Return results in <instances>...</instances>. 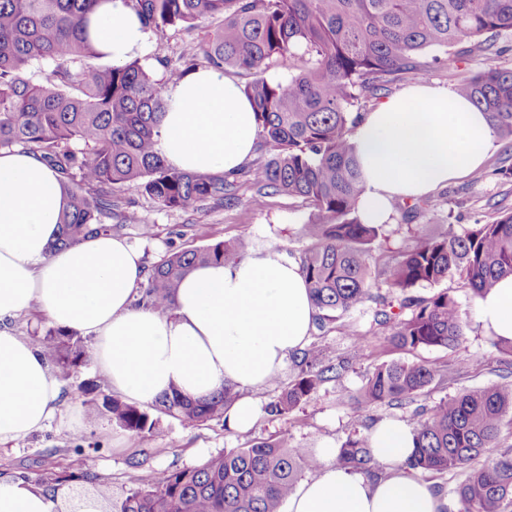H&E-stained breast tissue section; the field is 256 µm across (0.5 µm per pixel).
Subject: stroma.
Masks as SVG:
<instances>
[{"label":"stroma","instance_id":"1","mask_svg":"<svg viewBox=\"0 0 512 512\" xmlns=\"http://www.w3.org/2000/svg\"><path fill=\"white\" fill-rule=\"evenodd\" d=\"M184 38V32L174 30L163 36L149 34L148 47L138 59L154 79L166 78L161 61L177 60ZM495 44L496 55L462 56L452 72L435 62L433 52H425L420 57L419 69L401 74L389 85L388 93L393 96L422 82L455 87L464 77L488 63L512 69V32L499 34ZM507 154H512V143L497 141L484 165V178L465 177L439 188L436 195L442 200L441 206L421 213L412 223L404 224L399 218H392L374 244L376 256L385 261L407 249L425 227H450L459 233L475 224L492 223L512 212V177L505 178L495 172L499 157ZM262 159V154L257 152L245 162V170L235 186L233 204L206 202L194 211H172L162 208L142 192L130 189L123 193L120 205L113 208L108 222L117 226L119 237L140 250L147 267L175 250L205 245L214 236L227 241L244 236L253 251H273L286 258H298L310 245L301 229L314 208L297 197L259 193L250 171ZM127 209L137 211L144 223L152 226L151 236H143L138 226L123 224L122 214ZM443 290L455 298L466 322L462 346L422 348L406 354L391 349L374 323L375 303H366L345 316V329H315L310 336L311 342L320 348L321 361L333 363L346 355L352 334L367 335L364 357L339 378L320 384L311 398L293 412L282 416L261 414L255 426L246 432L231 431L220 419L187 426L155 411L151 414L155 422L153 439L150 444L139 445L112 423L101 403L102 397L111 394L112 389L93 363H86L75 376L63 381L56 416L45 428L17 446H0V475L36 484L43 479L71 474L75 477L71 489L92 490L104 483L118 496L132 487L141 474L158 476L175 469L192 468L226 450L283 433L289 434L299 448H337L349 436L365 429V420L355 413L351 397L375 366L403 357L445 367L459 357L473 356L467 373L443 385H430L414 402L399 407L382 405L372 410L377 421L411 424L415 408L503 381L506 355L475 323L476 298L463 278L452 275L439 284L414 288L413 293L428 297ZM133 457L144 459L142 469L130 467L129 460Z\"/></svg>","mask_w":512,"mask_h":512}]
</instances>
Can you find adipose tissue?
<instances>
[{"label":"adipose tissue","mask_w":512,"mask_h":512,"mask_svg":"<svg viewBox=\"0 0 512 512\" xmlns=\"http://www.w3.org/2000/svg\"><path fill=\"white\" fill-rule=\"evenodd\" d=\"M90 34L107 60L144 51L147 34L124 0H105ZM159 148L177 168L230 172L249 159L258 129L239 84L213 68L169 85ZM497 140L486 114L455 88L414 85L366 113L353 137L364 190L360 219L388 221L395 200L431 195L483 167ZM68 194L35 156L0 150V445L18 443L54 417L61 381L43 350L17 336L12 319L39 309L56 326L92 338L94 360L113 390L150 402L178 390L197 399L224 384L240 390L228 427L248 429L261 409L251 392L265 386L302 349L317 309L297 262L277 253L194 267L167 314L134 308L145 277L140 253L125 240L97 234L60 247L59 218ZM482 328L512 343V276L478 297ZM371 446L385 469L371 480L334 465L301 481L289 512H446L448 497L403 462L410 427L381 422ZM68 498L31 482L0 478V512H64Z\"/></svg>","instance_id":"ef3b65f1"}]
</instances>
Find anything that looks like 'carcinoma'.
<instances>
[{
  "label": "carcinoma",
  "instance_id": "1",
  "mask_svg": "<svg viewBox=\"0 0 512 512\" xmlns=\"http://www.w3.org/2000/svg\"><path fill=\"white\" fill-rule=\"evenodd\" d=\"M101 0H0V150L18 149L53 168L66 187L69 209L60 217L57 243L67 246L112 231L101 216L112 213L114 194L141 191L160 206L188 211L205 201L234 199L235 172L197 174L167 163L158 147L167 108L164 82L137 62L103 65L90 36L89 16ZM145 31L192 29L221 20L200 40L183 43L169 76L181 78L201 64L252 72L244 87L255 109L266 160L251 172L254 184L272 194L311 202L317 209L302 226L313 246L300 256L301 271L318 310L319 327L372 300L374 321L396 349L455 348L466 324L448 292L411 295L453 273L464 275L474 295L512 275V214L493 224H475L419 235L385 269L372 275L371 244L381 226L362 223L363 191L352 141L363 103L387 90L397 75L414 70L417 56L443 51L452 71L473 39L471 53L492 54L494 37L512 32V0H125ZM300 60L305 68L288 82L263 76L272 64ZM50 72L35 80L41 67ZM458 91L486 113L497 137L512 140V70L493 65L473 73ZM249 241L213 238L203 247L174 251L148 269L142 302L165 313L181 279L196 265L228 260ZM367 341L352 340L346 357L319 363L312 346L295 362L300 373L268 405L289 413L317 387L340 377L364 354ZM56 374L69 379L87 362L70 332L48 329L42 339ZM461 359L443 369L391 360L376 366L354 397L362 414L379 405L399 406L434 381L467 371ZM238 392L226 385L190 399L174 391L153 407L187 425L219 419ZM112 422L130 439L146 443L155 422L140 407L103 397ZM512 415V384L461 392L415 414L414 449L405 466L444 476L461 470L454 493L458 512H505L512 504V445L501 449L504 418ZM335 463L367 477L382 473L370 435L347 439ZM320 466L315 450L296 448L281 434L211 458L201 466L160 477L142 476L110 500L112 512H283L299 480Z\"/></svg>",
  "mask_w": 512,
  "mask_h": 512
}]
</instances>
